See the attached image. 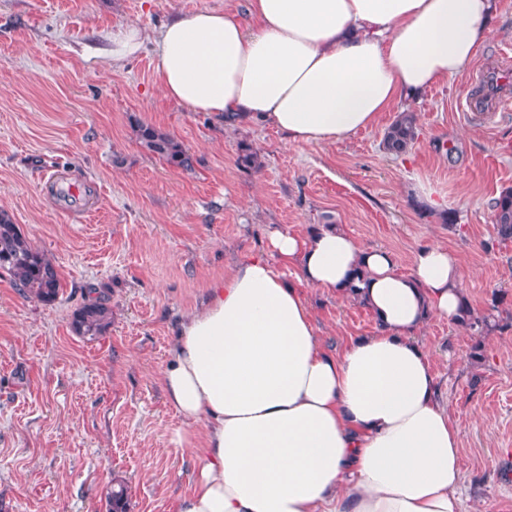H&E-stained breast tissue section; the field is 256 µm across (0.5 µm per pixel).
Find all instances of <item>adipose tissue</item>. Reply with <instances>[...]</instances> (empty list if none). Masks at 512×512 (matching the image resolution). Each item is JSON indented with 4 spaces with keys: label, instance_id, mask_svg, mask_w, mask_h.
I'll use <instances>...</instances> for the list:
<instances>
[{
    "label": "adipose tissue",
    "instance_id": "1",
    "mask_svg": "<svg viewBox=\"0 0 512 512\" xmlns=\"http://www.w3.org/2000/svg\"><path fill=\"white\" fill-rule=\"evenodd\" d=\"M496 0H247L248 19L203 9L154 35H108L120 65L145 41L163 94L225 124L261 119L326 145L467 72ZM268 256L233 263L176 330L162 372L195 449L179 512H463L460 435L418 335L460 324V255L413 251L408 272L328 215L274 230ZM296 278H289V268ZM367 308L377 328L327 348L299 284Z\"/></svg>",
    "mask_w": 512,
    "mask_h": 512
}]
</instances>
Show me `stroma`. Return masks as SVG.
<instances>
[{
	"mask_svg": "<svg viewBox=\"0 0 512 512\" xmlns=\"http://www.w3.org/2000/svg\"><path fill=\"white\" fill-rule=\"evenodd\" d=\"M205 8L242 14L246 0H0V210L61 284L45 304L0 270V512H106L116 479L130 512H177L195 457L173 442L182 423L161 378L173 326L238 257L265 253L274 230L304 233L332 213L404 268L416 247L440 243L461 255L477 315L496 294L512 305V241H497L490 207L512 188V112H457L473 74L407 104L417 135L395 156L383 148L394 113L330 145H295L261 120L227 127L171 102L151 51L119 67L88 53L117 25L153 31ZM494 28L476 65L512 51V0H498ZM139 121L183 142L192 169L143 150ZM246 153L254 166L239 164ZM51 171L90 186L91 213L57 208L43 188ZM418 182L446 213L419 208ZM302 292L328 342L374 331L368 309ZM94 295L111 326L92 340L71 319ZM420 341L460 431L467 512H512V328L477 335L433 317Z\"/></svg>",
	"mask_w": 512,
	"mask_h": 512,
	"instance_id": "stroma-1",
	"label": "stroma"
}]
</instances>
